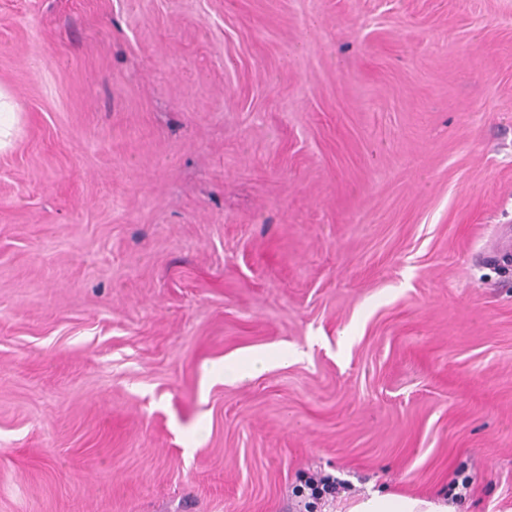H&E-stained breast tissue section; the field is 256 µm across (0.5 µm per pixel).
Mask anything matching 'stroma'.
<instances>
[{
	"instance_id": "35a3bbf8",
	"label": "stroma",
	"mask_w": 512,
	"mask_h": 512,
	"mask_svg": "<svg viewBox=\"0 0 512 512\" xmlns=\"http://www.w3.org/2000/svg\"><path fill=\"white\" fill-rule=\"evenodd\" d=\"M0 83V512H512V0H0ZM19 124V112L12 92L0 84V152L14 147ZM296 353L297 351H289L288 348L255 351L237 360L233 365L226 361L212 364L211 373L215 378H223L224 382H244L288 361V356ZM304 487L308 490L307 497L313 500V502H305V508H309L315 501L322 499L324 494L332 497H335L336 494V483L329 475L312 474L304 482ZM346 512H461L448 499H427L406 494L373 491L361 496Z\"/></svg>"
}]
</instances>
